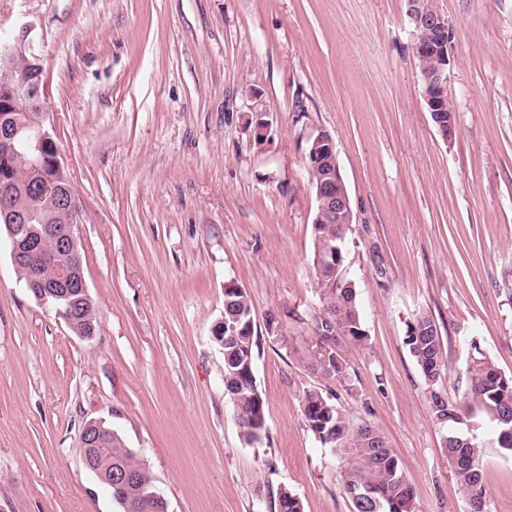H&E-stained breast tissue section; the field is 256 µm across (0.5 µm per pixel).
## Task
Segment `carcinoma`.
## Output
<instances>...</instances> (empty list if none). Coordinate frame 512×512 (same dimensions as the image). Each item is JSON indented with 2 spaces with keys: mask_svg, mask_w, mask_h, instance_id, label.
<instances>
[{
  "mask_svg": "<svg viewBox=\"0 0 512 512\" xmlns=\"http://www.w3.org/2000/svg\"><path fill=\"white\" fill-rule=\"evenodd\" d=\"M25 177L16 169L7 174L0 166V234H8L3 213L28 210L36 215L50 214L54 204L16 190L14 181ZM348 224H314L312 264L317 286L323 296L321 311L313 316V335L308 347V365L326 382L347 392L355 391L345 341L360 346L366 340L363 317L355 287L343 273L344 244ZM54 310L69 317L70 330L80 336L91 327L99 328L96 307L90 295L76 291L57 299L49 298ZM224 392L230 399L242 439L251 444L265 434L264 401L257 385L247 381L253 372V310L247 292H236L224 305ZM406 346L415 360L429 392L434 420L446 429L444 448L456 483L469 512H484V487L481 482V446L464 430L473 415L492 426L497 447L512 455V376L503 374L490 356L477 344L469 343L465 389L451 399L443 388L448 363L441 334L426 314L407 325ZM303 415L319 442L339 451L348 460L343 473L345 494L352 512H413V490L406 480L401 460L385 435L369 420L353 424L335 403L331 390L315 388L306 392ZM91 470L110 492L122 512H168L167 501L154 485V478L141 454L125 446L122 437L107 429L99 448H88ZM131 475L120 489L112 487V475ZM277 512H303L301 500L283 489Z\"/></svg>",
  "mask_w": 512,
  "mask_h": 512,
  "instance_id": "cac0c4a2",
  "label": "carcinoma"
}]
</instances>
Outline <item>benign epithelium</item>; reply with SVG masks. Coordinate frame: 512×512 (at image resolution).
Returning a JSON list of instances; mask_svg holds the SVG:
<instances>
[{
	"mask_svg": "<svg viewBox=\"0 0 512 512\" xmlns=\"http://www.w3.org/2000/svg\"><path fill=\"white\" fill-rule=\"evenodd\" d=\"M408 12L415 30L414 56L429 61L431 72L426 75L422 93L430 116L442 124V115L453 112L448 98V80L454 61L452 24L441 13L429 6V0H408ZM33 28L23 26L13 45L0 53V155L15 156L26 165L28 188L38 196L53 201L73 204L71 192L56 180L45 175L41 150L55 141L56 128L42 118L45 111L46 76L41 59L35 52ZM36 116H31V113ZM314 148L319 158L337 159L336 143L325 132L317 133ZM316 211L313 223L334 220L338 224L354 223V213L345 195L336 194V166L317 175ZM34 214L18 212L7 217L10 256L13 265L31 267L36 263L55 266L60 270V285L64 288L88 290L81 260V242L76 223L69 224L58 236L49 224L41 229L27 227Z\"/></svg>",
	"mask_w": 512,
	"mask_h": 512,
	"instance_id": "obj_1",
	"label": "benign epithelium"
}]
</instances>
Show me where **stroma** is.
Returning <instances> with one entry per match:
<instances>
[{
    "mask_svg": "<svg viewBox=\"0 0 512 512\" xmlns=\"http://www.w3.org/2000/svg\"><path fill=\"white\" fill-rule=\"evenodd\" d=\"M432 6L455 34L448 139L407 0H0V44L32 26L43 59L99 320L75 335L0 248V512H120L83 462L90 421L143 453L169 512H277L283 489L304 512H351L347 461L303 415L322 384L305 362L321 303L304 154L320 131L355 215L344 273L368 336L338 402L387 437L416 512H463L405 338L416 314L434 319L449 395L471 338L512 375V0ZM230 281L257 336L266 433L251 444L213 338ZM470 433L486 512H512V456L481 418Z\"/></svg>",
    "mask_w": 512,
    "mask_h": 512,
    "instance_id": "obj_1",
    "label": "stroma"
}]
</instances>
